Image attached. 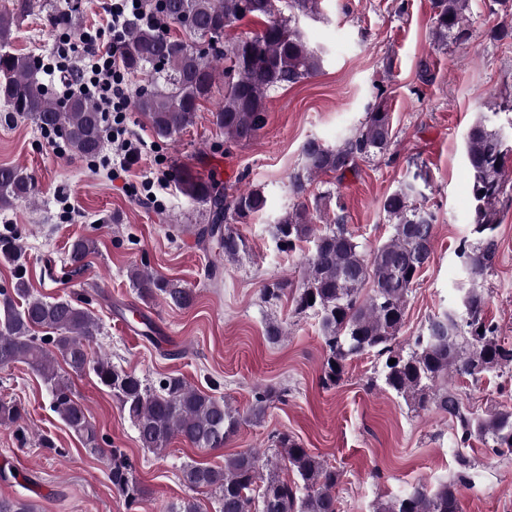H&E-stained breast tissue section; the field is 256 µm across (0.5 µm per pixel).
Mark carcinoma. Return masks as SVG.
Segmentation results:
<instances>
[{"label": "carcinoma", "instance_id": "obj_1", "mask_svg": "<svg viewBox=\"0 0 512 512\" xmlns=\"http://www.w3.org/2000/svg\"><path fill=\"white\" fill-rule=\"evenodd\" d=\"M493 2L501 22L492 36L512 40V0ZM158 7L182 35L171 37L146 24L134 26L123 43L122 60L125 70L141 79L136 111L162 139L194 123L196 112L222 77L224 100L212 113V123L224 132L225 140L248 143L265 124L270 91L322 70V55L309 47L298 28L300 18L320 15V0H158ZM470 9L471 0H432L434 43L465 44L470 38ZM35 12L45 14L54 31L74 25L73 14L54 0H9L0 9V103L7 107L8 117H26L74 154L95 158L103 141L102 112L85 97L54 95L39 79L41 60L13 48L14 30ZM247 17L262 20L263 28L226 41V31ZM384 94L379 89L364 121L336 145L316 139L305 142L304 164L290 177L296 197L305 196L308 185L324 175L342 178L358 162L387 153L394 130ZM466 157L475 240L463 244L458 253L463 274L460 304L430 318L408 348L394 344L405 323L408 296L430 263L434 241L435 216L416 204L429 187L421 167L386 196L383 211L391 235L369 252L346 229L345 216L325 220L323 229L317 226L322 201L331 197L328 190L314 197V206L301 200L285 212L272 226L277 247L291 251L309 242L313 248L305 257L298 285L274 282L262 289V295L265 302H276L293 287L296 310L319 316L326 346L324 383L340 379L347 359L374 352L384 358L381 375L387 390L416 410L431 407L448 415L456 422L461 443L478 439L495 455L506 456L512 455V409L480 416L466 410L448 390L452 375L477 381L487 372L512 366V344L502 341L497 327L482 319L486 297L475 288V280L492 267L497 253L500 220L495 203L505 181L508 147L498 132L479 120L469 128ZM173 177L184 196L205 207L206 223L195 225L194 234L210 255V275L215 278L224 262L245 251L234 224L263 213L267 197L250 189L229 199L217 182L186 166L175 169ZM32 181V175L18 166H0V209L29 198ZM97 250L96 239L78 236L68 246L66 264L79 273ZM0 258L15 265L11 287L0 288V367L21 363L42 377L52 411L79 437L87 453L108 462L112 485L130 505L142 503L145 490L117 449L101 447L96 426L72 392L69 373H93L127 414L140 446L156 453L174 439L200 450L222 448L242 425L261 423L267 405L284 396L281 389H261L242 414L224 397L193 388L179 376H165L153 386L108 358L93 359L89 347L102 334L95 314L81 301L35 294L18 238L0 234ZM127 276L143 301L159 296L179 309L193 304L189 288L145 266L130 267ZM39 331L45 335H37ZM22 418L16 401L0 398V426ZM272 447L269 455L253 450L230 454L220 465L185 464L182 479L191 489L213 495L219 512H337L336 469L286 433L273 435ZM280 466L293 478L280 476ZM0 512H37V507L28 500L2 497ZM375 512H460L456 481L435 490L415 484L378 502Z\"/></svg>", "mask_w": 512, "mask_h": 512}]
</instances>
